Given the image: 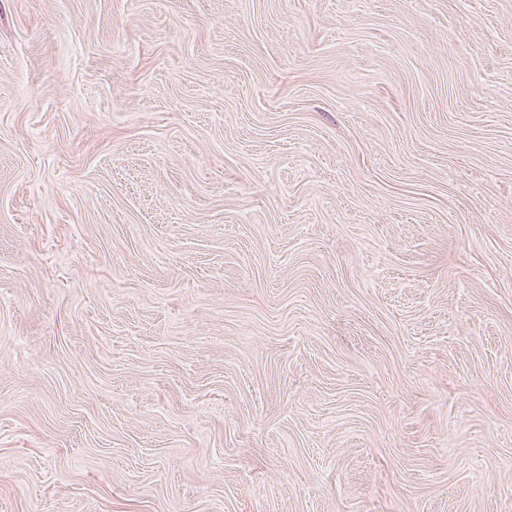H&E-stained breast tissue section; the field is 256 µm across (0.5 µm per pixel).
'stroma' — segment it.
<instances>
[{
  "label": "stroma",
  "instance_id": "obj_1",
  "mask_svg": "<svg viewBox=\"0 0 512 512\" xmlns=\"http://www.w3.org/2000/svg\"><path fill=\"white\" fill-rule=\"evenodd\" d=\"M0 512H512V0H0Z\"/></svg>",
  "mask_w": 512,
  "mask_h": 512
}]
</instances>
